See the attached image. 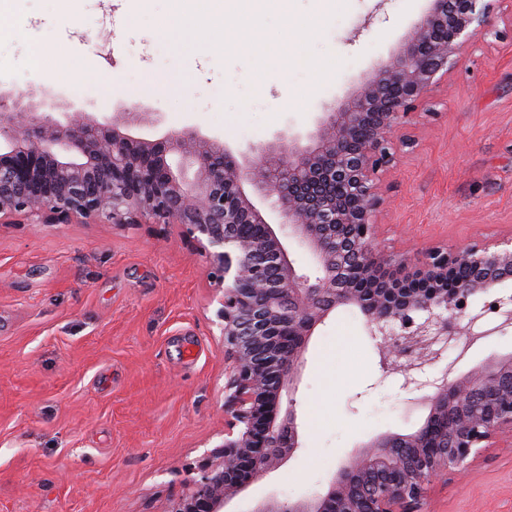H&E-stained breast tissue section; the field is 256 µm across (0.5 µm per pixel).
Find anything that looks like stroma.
<instances>
[{"instance_id": "1", "label": "stroma", "mask_w": 512, "mask_h": 512, "mask_svg": "<svg viewBox=\"0 0 512 512\" xmlns=\"http://www.w3.org/2000/svg\"><path fill=\"white\" fill-rule=\"evenodd\" d=\"M429 0H293L325 15L306 52L324 73L273 67L261 48L206 56L163 30L170 0H9L0 25V92L51 115L147 112L133 136L197 131L252 154L275 136H306L376 61L396 53ZM376 182V245L411 261L512 234V0L461 53L394 134ZM206 256L174 225L0 226V512H168L188 469L224 437L229 365ZM512 353V326L463 362L443 350L416 373L457 379ZM402 375L386 374L362 314L341 306L315 329L293 408L301 446L230 505L326 491L343 461L384 433L418 429L428 410ZM426 512H512V447L489 448L431 489Z\"/></svg>"}]
</instances>
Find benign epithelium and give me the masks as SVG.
<instances>
[{
	"label": "benign epithelium",
	"instance_id": "7a95c632",
	"mask_svg": "<svg viewBox=\"0 0 512 512\" xmlns=\"http://www.w3.org/2000/svg\"><path fill=\"white\" fill-rule=\"evenodd\" d=\"M407 43L319 120L302 145L280 138L237 161L193 132L156 140L125 129L148 112L97 118L68 112L65 122L14 102L0 105V224H176L210 261L218 286L217 326L232 365L225 385L228 427L222 444L191 468L168 512H224L255 480L301 447L293 410L280 415L283 391L296 390L315 328L338 306L364 316L382 367L404 374L436 361L428 343L470 334L472 297L512 323V236L461 250L434 248L423 260L379 250L372 215L374 176L392 160L402 119L457 64L488 26L493 0H430ZM197 167L189 182L167 155ZM275 199L268 223L245 192ZM244 225L258 229L241 233ZM315 258L319 276L299 273L284 239ZM468 270L456 278L459 268ZM428 414L407 434L380 435L343 463L326 493L297 501L262 500L250 512H424L434 482L463 471L485 448L512 438V353L465 378L430 383Z\"/></svg>",
	"mask_w": 512,
	"mask_h": 512
}]
</instances>
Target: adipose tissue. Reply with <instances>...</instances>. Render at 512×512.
Segmentation results:
<instances>
[{
    "instance_id": "adipose-tissue-1",
    "label": "adipose tissue",
    "mask_w": 512,
    "mask_h": 512,
    "mask_svg": "<svg viewBox=\"0 0 512 512\" xmlns=\"http://www.w3.org/2000/svg\"><path fill=\"white\" fill-rule=\"evenodd\" d=\"M172 13L168 21L171 30L187 35L198 26H206L220 35L219 45L228 49L258 42L253 19L259 10L272 7L287 9L290 0H171ZM321 24L320 18L289 17L283 35L280 65L296 62L312 66V59L303 52L309 33Z\"/></svg>"
}]
</instances>
